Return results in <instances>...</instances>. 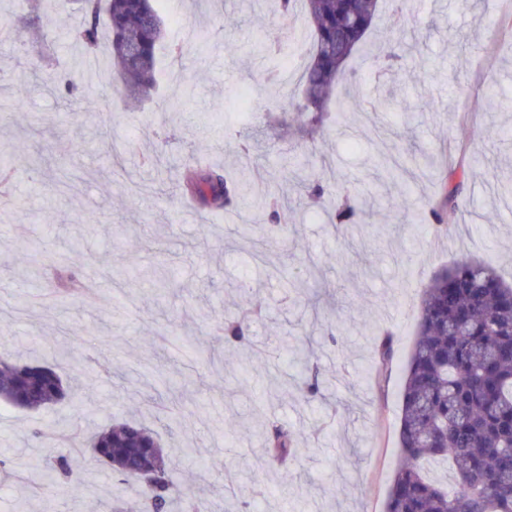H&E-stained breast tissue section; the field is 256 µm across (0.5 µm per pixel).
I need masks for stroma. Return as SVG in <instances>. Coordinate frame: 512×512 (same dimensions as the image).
Returning <instances> with one entry per match:
<instances>
[{
    "mask_svg": "<svg viewBox=\"0 0 512 512\" xmlns=\"http://www.w3.org/2000/svg\"><path fill=\"white\" fill-rule=\"evenodd\" d=\"M406 7L407 70L383 76L355 57L359 83L336 86L350 106L346 118L316 129L292 112L248 108V95L264 89L261 71L287 73L275 90L281 102L298 84L290 54L255 51L305 28L274 13L270 0H157L167 40L185 43L200 27L224 26L222 39L182 63L158 50V96L179 81L194 89L179 114L161 111L156 99L127 110L104 50L91 64L96 107L82 111L27 79L37 43H0V155L15 169L12 221L0 223V351L20 363L57 365L72 386L68 400L38 412L0 403V460L16 473L0 481V512L22 502L28 512H98L102 502L134 500V488L87 456L73 458L80 485L32 478L34 465L57 451L31 442V429L88 435L128 419L161 434L174 482L199 491L208 512H224L229 500L247 501L249 512H383L400 461L402 382L395 375L380 388L372 379L379 331H391L399 358H407L423 286L458 259L490 265L512 284V195L498 191L512 182V111L501 107L512 99V34L499 27L512 0H407ZM45 22L56 62L78 64L70 37L78 14L52 13ZM380 94L392 98L393 111H368ZM426 98L432 111L417 107ZM17 99L22 109L9 111ZM129 141L167 169L144 168L128 154L115 171L113 149ZM462 145L485 160L467 171L466 213L447 214L451 235L437 237L412 212L440 199L439 174ZM201 150L254 194L184 222L174 188ZM390 156L399 157V170L378 166ZM307 177L360 195L368 223L333 231L322 212L298 202ZM265 194L296 201L297 224L260 259L254 242L264 215L256 199ZM82 224L100 230L81 238ZM28 239L61 250L77 244L75 266L89 261L96 269L84 292L44 297L54 286L52 263L31 256ZM244 296L261 302L263 316L250 343L225 344L211 325ZM328 322L338 325L337 341L323 333ZM65 325L97 361L62 358L72 345ZM290 329L322 373V396L306 404L272 395L299 376L296 355L278 347ZM199 348L214 351L219 365L199 360ZM171 379L175 406L160 395ZM273 423L295 432L297 452L271 465L261 439Z\"/></svg>",
    "mask_w": 512,
    "mask_h": 512,
    "instance_id": "stroma-1",
    "label": "stroma"
}]
</instances>
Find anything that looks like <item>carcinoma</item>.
I'll list each match as a JSON object with an SVG mask.
<instances>
[{
    "mask_svg": "<svg viewBox=\"0 0 512 512\" xmlns=\"http://www.w3.org/2000/svg\"><path fill=\"white\" fill-rule=\"evenodd\" d=\"M46 0H20L18 20L6 34L19 38L23 29L42 22L41 5ZM155 0H78L76 12L82 22L72 39L83 54L93 56L102 33L109 36L113 83L120 95L143 100L156 88V51L165 39L164 23L154 7ZM380 0H276L278 13L287 18L304 8L310 28L305 32V54L300 64L299 94L287 103V110L305 117L318 127L325 120L335 123L346 111L337 103L328 105L339 78L355 81L358 73L346 70L357 54L390 71L404 60V45H388L381 51L366 42L367 33L379 15ZM138 53L130 55L127 46ZM31 73L45 86L67 97L90 103L85 71L76 67L56 71L44 50L31 63ZM191 89L180 87L162 100L169 112L184 109ZM457 170L442 172L446 183L443 202L428 203L421 221L440 235L450 231L444 224V209L462 208L461 182ZM182 194L203 208H231L251 191L247 182L229 180L200 160L183 167L176 185ZM305 195L326 208L328 223L336 230L365 223L366 210L353 193L336 197V186L316 179L304 186ZM267 217L268 238L277 239L291 220V201L260 199ZM57 290L79 292L81 278L69 260L55 263ZM224 342L239 343L249 334V314L224 312ZM379 371L386 375L395 365L392 334L384 333L377 348ZM402 406L398 445L402 464L396 471L384 512H512V285L495 269L476 260H462L437 275L423 289L415 337L407 362L401 367ZM298 401L307 403L320 394L317 375L303 376L296 386ZM70 386L48 364L0 362V402L28 411L65 401ZM270 461L295 455L296 440L283 426L270 428L265 438ZM95 460L139 489L143 512H168L174 499L185 512H204L194 492L175 489L172 462L158 435L127 420L95 432L86 448ZM449 462L457 484L453 491L426 476L430 463ZM46 484H74L69 454H61L36 468Z\"/></svg>",
    "mask_w": 512,
    "mask_h": 512,
    "instance_id": "cac0c4a2",
    "label": "carcinoma"
}]
</instances>
